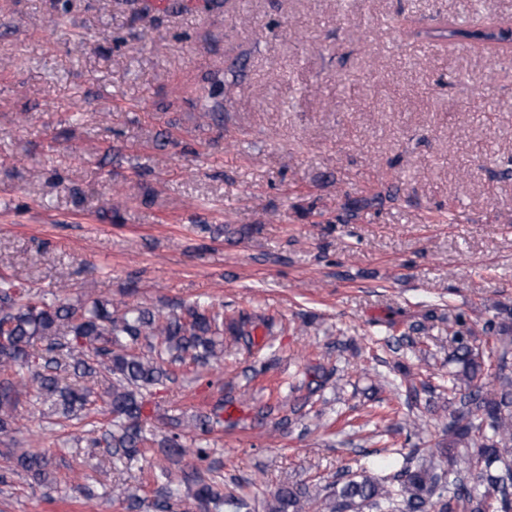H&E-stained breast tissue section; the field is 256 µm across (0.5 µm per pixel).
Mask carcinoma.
Masks as SVG:
<instances>
[{
    "label": "carcinoma",
    "mask_w": 512,
    "mask_h": 512,
    "mask_svg": "<svg viewBox=\"0 0 512 512\" xmlns=\"http://www.w3.org/2000/svg\"><path fill=\"white\" fill-rule=\"evenodd\" d=\"M439 37L481 42L512 40V29L448 26ZM501 352L493 377L485 375L486 360L474 345V332L463 315L448 328L452 357L461 371L448 380V393L460 404L438 422L448 446L438 449L443 461L402 466L391 478L362 473L336 480L317 500L303 486H284L265 512H512V311L498 307L483 326ZM224 361V306L184 304L164 313L131 306L126 300H95L72 304L51 302L18 280L0 276V432L12 425L20 392L11 380L27 370L37 399L51 402L50 415L71 420L81 411L100 408L112 416L111 428L85 430L93 448L113 455H136L158 445L173 465L181 463V440L189 431L200 441L220 422L219 414L199 415L190 424L169 421V433L154 443L143 433L147 395L151 388L173 380L175 368L186 363L213 366ZM84 379L70 384L68 372ZM407 400L430 404L436 386L410 370L404 372ZM49 460L42 452L23 450L0 474L24 472L40 483L50 481ZM212 469L195 470L194 501L198 512H251L243 498L224 494V483ZM113 497L139 509L140 497L115 486Z\"/></svg>",
    "instance_id": "1"
}]
</instances>
